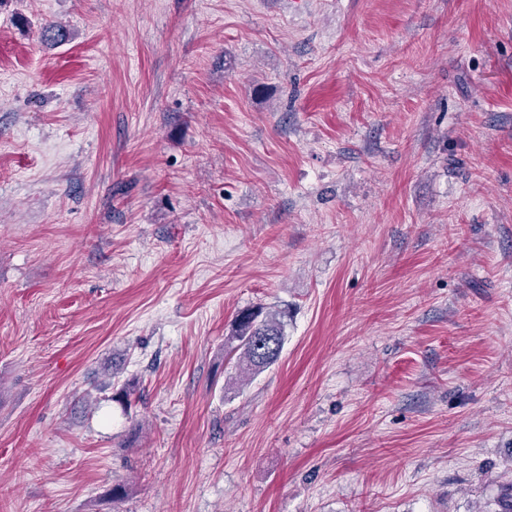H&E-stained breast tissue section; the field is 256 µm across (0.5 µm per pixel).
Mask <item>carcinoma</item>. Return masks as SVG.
Listing matches in <instances>:
<instances>
[{
  "instance_id": "cac0c4a2",
  "label": "carcinoma",
  "mask_w": 512,
  "mask_h": 512,
  "mask_svg": "<svg viewBox=\"0 0 512 512\" xmlns=\"http://www.w3.org/2000/svg\"><path fill=\"white\" fill-rule=\"evenodd\" d=\"M227 342L240 350L238 369L243 376H255L280 358L285 336L283 322L276 315L257 307L241 312Z\"/></svg>"
}]
</instances>
